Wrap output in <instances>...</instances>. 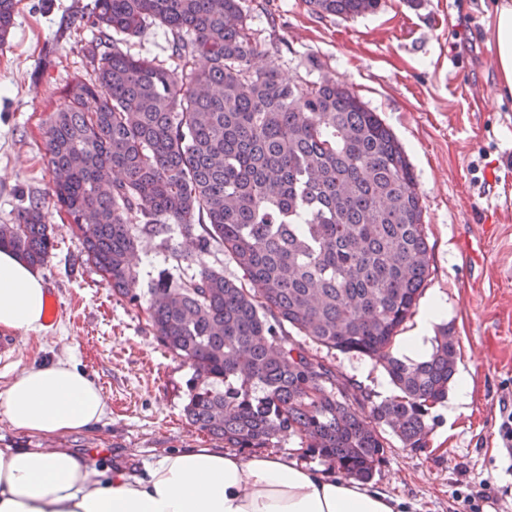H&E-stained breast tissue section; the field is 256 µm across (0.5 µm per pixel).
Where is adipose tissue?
<instances>
[{
    "mask_svg": "<svg viewBox=\"0 0 512 512\" xmlns=\"http://www.w3.org/2000/svg\"><path fill=\"white\" fill-rule=\"evenodd\" d=\"M498 78L512 92V0L491 23ZM49 288L0 247V329L43 328ZM15 431L66 436L108 415L97 384L71 361L36 365L0 392ZM0 512H406L402 500L344 471L328 474L272 454L181 448L135 474L67 448H0Z\"/></svg>",
    "mask_w": 512,
    "mask_h": 512,
    "instance_id": "ef3b65f1",
    "label": "adipose tissue"
}]
</instances>
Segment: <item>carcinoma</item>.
Masks as SVG:
<instances>
[{"instance_id": "cac0c4a2", "label": "carcinoma", "mask_w": 512, "mask_h": 512, "mask_svg": "<svg viewBox=\"0 0 512 512\" xmlns=\"http://www.w3.org/2000/svg\"><path fill=\"white\" fill-rule=\"evenodd\" d=\"M320 15L373 14L382 0H308ZM16 0H0V45ZM151 19L172 35L166 68L116 49L88 51L48 115V197L112 290L138 302L131 264L143 234L170 225L221 246L242 272L201 266L148 289L157 340L193 370L184 415L242 453L299 441L302 454L370 480L389 427L404 447L428 445L431 409L448 400L456 343L439 328L421 361L393 352L429 277L415 175L378 114L331 77L282 80L258 54L241 0H96L100 38L138 35ZM205 65H196V59ZM45 198L21 201L0 246L33 267L55 247ZM139 219L141 227L131 224ZM368 356L396 393L377 402L295 343Z\"/></svg>"}]
</instances>
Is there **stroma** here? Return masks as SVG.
<instances>
[{
	"label": "stroma",
	"instance_id": "obj_1",
	"mask_svg": "<svg viewBox=\"0 0 512 512\" xmlns=\"http://www.w3.org/2000/svg\"><path fill=\"white\" fill-rule=\"evenodd\" d=\"M259 54L284 79L304 84L331 76L377 112L414 169L429 245L422 301L438 297L457 341V375L470 381L466 410L448 420L432 409L429 445L403 447L389 437L375 487L405 501L408 512H464L462 496L486 492L493 512H512V456L499 437L503 402L512 403V95L503 94L487 25L496 0H382L378 12L321 16L307 0H242ZM94 0H17L13 28L0 45V224L19 199L47 194L44 121L65 102L74 78L91 68L86 48L98 37ZM134 57L175 67L172 37L146 22L141 34L115 35ZM57 246L39 272L56 319L38 331H0L25 350H0V391L33 364L68 359L99 386L108 417L64 437H30L0 415V448H73L105 464L141 471L180 448H223L221 439L183 415L192 370L159 346L146 305L112 291L81 257L65 213L45 209ZM229 278L241 272L221 247L197 254L171 233L142 236L135 264L138 293L176 273L174 250ZM340 378L378 397L394 388L366 356L326 352Z\"/></svg>",
	"mask_w": 512,
	"mask_h": 512
}]
</instances>
